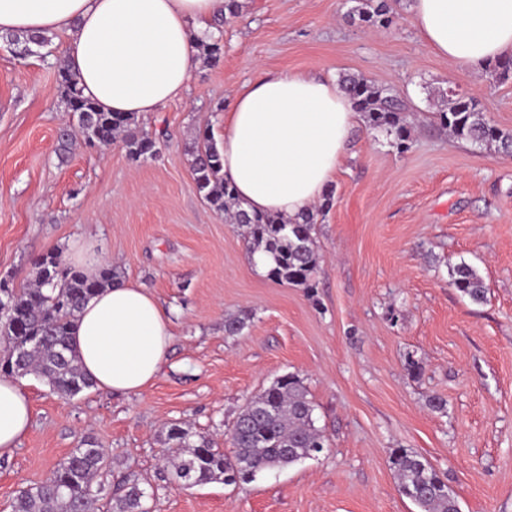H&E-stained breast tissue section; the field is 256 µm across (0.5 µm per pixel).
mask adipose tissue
Instances as JSON below:
<instances>
[{"label":"adipose tissue","mask_w":512,"mask_h":512,"mask_svg":"<svg viewBox=\"0 0 512 512\" xmlns=\"http://www.w3.org/2000/svg\"><path fill=\"white\" fill-rule=\"evenodd\" d=\"M410 23L458 70L512 56V0H412ZM224 0H0V35L63 34L83 95L109 112L142 115L181 98L197 44L216 36ZM360 112L330 77L268 73L243 83L218 143L224 175L246 209L295 217L335 181ZM172 323L144 289L120 283L84 307L73 344L97 388L139 394L155 381ZM33 419L29 393L0 378V454Z\"/></svg>","instance_id":"ef3b65f1"}]
</instances>
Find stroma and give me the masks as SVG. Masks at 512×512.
I'll return each instance as SVG.
<instances>
[{
    "label": "stroma",
    "instance_id": "obj_1",
    "mask_svg": "<svg viewBox=\"0 0 512 512\" xmlns=\"http://www.w3.org/2000/svg\"><path fill=\"white\" fill-rule=\"evenodd\" d=\"M352 5L241 0L219 34L220 61L200 63L182 99L139 117L165 138L138 162L121 141L90 149L80 137L60 162L58 129L77 122L56 81L64 36L22 59L0 46V280L26 286L43 256L91 237L120 282L170 313L174 333L139 395L63 399L25 377L34 418L0 455V512L86 440L106 451L105 497L133 474L152 512H416L389 466L394 448L424 456L461 512H512V155L453 139L431 117L452 86L512 132V77L436 56L409 23L408 0L387 28L349 18ZM280 71L359 75L416 111L403 153L383 132L354 129L315 226L310 290L256 266L242 228L209 206L191 170L200 131L222 138L235 89ZM460 262L483 278L484 304L452 287ZM240 313L247 327L226 336L225 319ZM291 373L328 438L323 452L248 483L169 480V423L229 448L245 403ZM438 397L444 409L432 407Z\"/></svg>",
    "mask_w": 512,
    "mask_h": 512
}]
</instances>
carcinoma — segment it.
Wrapping results in <instances>:
<instances>
[{
  "label": "carcinoma",
  "mask_w": 512,
  "mask_h": 512,
  "mask_svg": "<svg viewBox=\"0 0 512 512\" xmlns=\"http://www.w3.org/2000/svg\"><path fill=\"white\" fill-rule=\"evenodd\" d=\"M359 20L388 27L393 9L387 0H359ZM21 57L33 48H45L52 37L43 34L5 35ZM199 56L209 63L220 60L219 41H203ZM58 89L67 111L77 115L78 127L86 143L109 145L122 135L127 156L138 161L156 153L157 138L139 126L133 113L107 112L82 96L68 66L58 70ZM340 87L354 100L367 125L393 137L398 152L410 148L408 106L388 88L354 75H345ZM440 126L457 139L472 144L498 143L512 147V133L492 125L477 109L473 98L450 89L444 106L435 112ZM74 140L71 127L60 130L57 151L64 159ZM192 172L196 188L210 206L231 213L233 223L246 228L250 253H261L270 260L268 274L291 285L315 287L318 253L314 227L318 211L332 206L326 195L320 209L308 208L290 221L273 214L249 213L236 203L235 188L224 178L223 158L213 137L206 135L192 151ZM112 266H103L100 276L90 280L83 273L62 264L59 256L49 255L38 263L35 281L25 288L0 286V375L22 378L34 375L50 390L70 398L95 387L84 373L72 345V330L86 302L104 288L114 285ZM451 285L474 304L486 301L487 287L469 264L451 268ZM314 407L302 381L294 375L276 380L242 408L232 424V452L227 455L204 436L177 425L167 437L177 448L171 462L173 480L187 486L213 481L227 484L246 482L257 474L293 465L324 447L322 431L316 427ZM106 453L90 443L75 448L39 485L23 489L12 503V512H92L104 488L95 484ZM401 495L410 499L420 512H461L457 496L437 470L423 457L405 448H394L389 455ZM150 496L141 482L126 478L121 494L109 502L108 512H151Z\"/></svg>",
  "instance_id": "1"
}]
</instances>
